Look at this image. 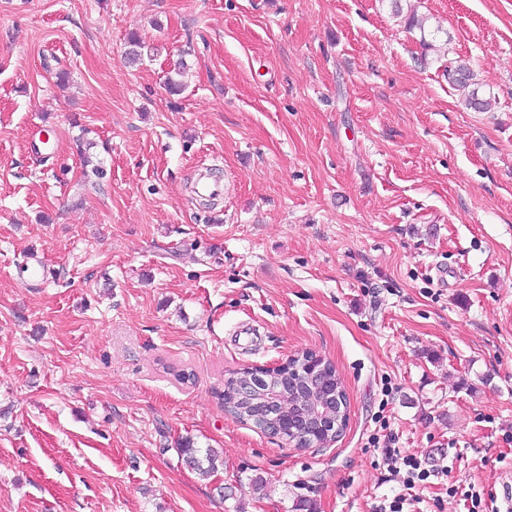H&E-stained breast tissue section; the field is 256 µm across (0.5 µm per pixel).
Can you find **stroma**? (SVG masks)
I'll return each mask as SVG.
<instances>
[{"instance_id": "35a3bbf8", "label": "stroma", "mask_w": 512, "mask_h": 512, "mask_svg": "<svg viewBox=\"0 0 512 512\" xmlns=\"http://www.w3.org/2000/svg\"><path fill=\"white\" fill-rule=\"evenodd\" d=\"M403 6L424 29L388 0H0V512H379L403 492L384 435L430 472L403 512H469L454 486L498 507L512 0ZM458 58L491 111L449 84ZM303 351L348 394L335 442L221 407L229 372ZM185 437L220 451L210 479Z\"/></svg>"}]
</instances>
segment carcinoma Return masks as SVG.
<instances>
[{
  "label": "carcinoma",
  "instance_id": "cac0c4a2",
  "mask_svg": "<svg viewBox=\"0 0 512 512\" xmlns=\"http://www.w3.org/2000/svg\"><path fill=\"white\" fill-rule=\"evenodd\" d=\"M448 82L462 92L466 107L476 112L488 109L491 98L479 96L474 74L465 60L448 66ZM253 375L250 369L230 373L220 392L224 408L242 423L296 445L318 423L338 416L339 403L333 393L342 392V387L328 362L324 363L319 384L311 382L301 358L266 375L250 394L240 395L239 387L248 384ZM179 454L186 466L204 479L218 470L220 455L214 448H199L187 438L180 443Z\"/></svg>",
  "mask_w": 512,
  "mask_h": 512
}]
</instances>
